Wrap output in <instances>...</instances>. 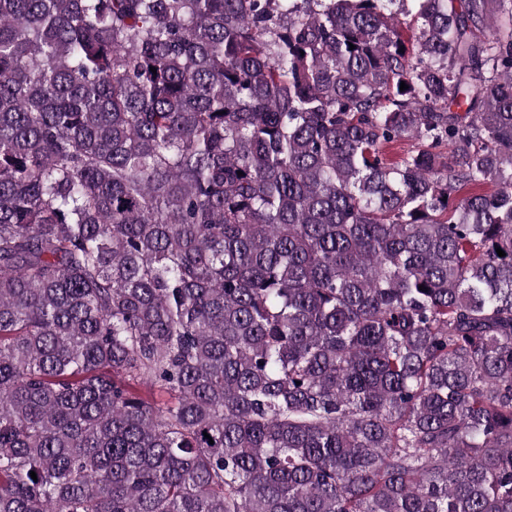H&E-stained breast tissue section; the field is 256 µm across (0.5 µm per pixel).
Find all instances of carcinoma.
I'll use <instances>...</instances> for the list:
<instances>
[{"instance_id": "cac0c4a2", "label": "carcinoma", "mask_w": 512, "mask_h": 512, "mask_svg": "<svg viewBox=\"0 0 512 512\" xmlns=\"http://www.w3.org/2000/svg\"><path fill=\"white\" fill-rule=\"evenodd\" d=\"M405 2L0 0V512H512V0Z\"/></svg>"}]
</instances>
